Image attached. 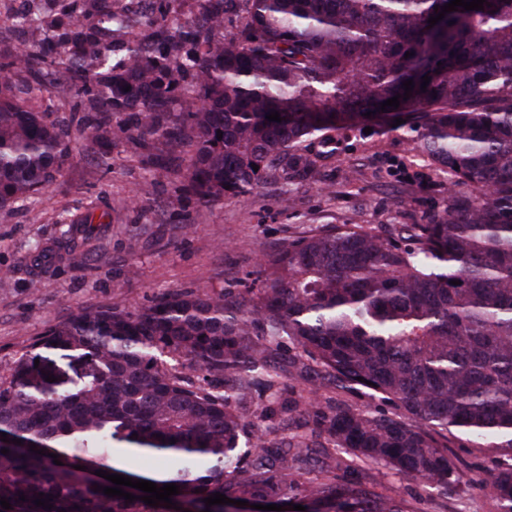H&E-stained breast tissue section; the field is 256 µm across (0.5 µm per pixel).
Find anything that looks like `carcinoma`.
<instances>
[{"label":"carcinoma","mask_w":512,"mask_h":512,"mask_svg":"<svg viewBox=\"0 0 512 512\" xmlns=\"http://www.w3.org/2000/svg\"><path fill=\"white\" fill-rule=\"evenodd\" d=\"M36 2L21 26L39 39L0 64L1 210L38 194L71 155L69 127L32 105L19 80L49 66L96 98L81 137L156 140L187 156L203 206L275 173L320 178L334 133L369 117L420 130L415 149L448 173V204L421 224L293 233L238 293L176 290L50 325L0 384V498L10 503L0 512H177L145 504L141 490L131 503L105 495L89 478L99 470L178 485L182 512H224L204 503L216 492L305 512H414L332 464L310 476L311 449L346 448L457 492L456 432L502 456L493 492L512 512V0L460 7L432 27L449 0H198L194 16L158 23L149 44L128 38L126 0H98L93 15L77 0H52L48 15ZM239 12L244 22L224 37ZM186 76L193 94L181 100ZM398 94L399 107L380 109ZM275 111L282 121L266 119ZM90 223V213L62 223L61 241L75 247ZM283 339L300 350L292 377L320 398L286 401L301 423L276 440L247 406L280 391L273 346ZM44 350L85 370L49 383ZM354 391L397 412L346 403ZM143 456L170 468L144 472Z\"/></svg>","instance_id":"1"}]
</instances>
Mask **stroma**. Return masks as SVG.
<instances>
[{
    "instance_id": "35a3bbf8",
    "label": "stroma",
    "mask_w": 512,
    "mask_h": 512,
    "mask_svg": "<svg viewBox=\"0 0 512 512\" xmlns=\"http://www.w3.org/2000/svg\"><path fill=\"white\" fill-rule=\"evenodd\" d=\"M37 107L79 131L89 110L69 75L48 77ZM416 130L372 122L336 133V154L320 180L272 177L251 194L204 207L185 193L186 167L161 143L121 139L109 153L81 141L33 203L0 210V381L59 318L86 305L131 309L174 290L238 291L263 252L289 232L320 224L383 228L419 224L448 202V176L414 148ZM148 189L147 201L134 195ZM181 204L169 205L172 196ZM93 209L79 246L57 226ZM135 249H128L129 239ZM379 492L416 512H497L490 485L442 496L431 485L376 468Z\"/></svg>"
}]
</instances>
